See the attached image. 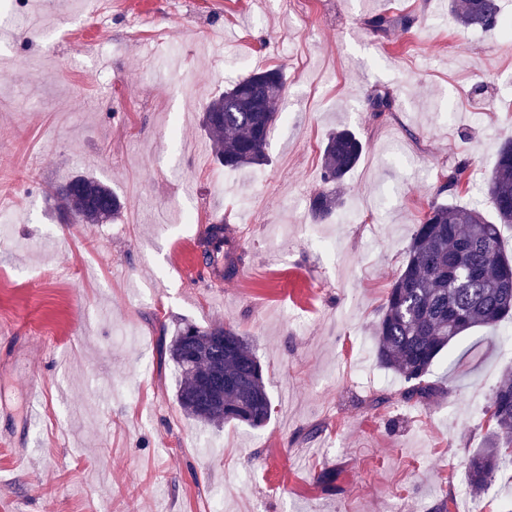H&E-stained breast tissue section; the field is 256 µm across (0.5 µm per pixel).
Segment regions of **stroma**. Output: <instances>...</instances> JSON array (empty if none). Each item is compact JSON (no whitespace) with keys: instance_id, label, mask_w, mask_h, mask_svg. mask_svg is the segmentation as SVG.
Listing matches in <instances>:
<instances>
[{"instance_id":"35a3bbf8","label":"stroma","mask_w":512,"mask_h":512,"mask_svg":"<svg viewBox=\"0 0 512 512\" xmlns=\"http://www.w3.org/2000/svg\"><path fill=\"white\" fill-rule=\"evenodd\" d=\"M22 9L37 28L0 16V512H512V467L480 497L468 486L484 410L512 376V320L450 343L424 401L373 348L429 203L496 218L484 186L512 135V43L457 24L448 0ZM270 66L285 87L268 161L221 167L201 115ZM380 90L393 104L377 114ZM342 128L365 149L316 222ZM82 174L124 202L114 221L63 223L50 191ZM217 219L236 270L210 288L199 239ZM186 323L248 338L275 406L264 428L182 413L162 349ZM337 199L332 191L316 193L310 201V213L315 221L324 220L336 208Z\"/></svg>"}]
</instances>
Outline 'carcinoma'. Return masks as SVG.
I'll list each match as a JSON object with an SVG mask.
<instances>
[{"label":"carcinoma","instance_id":"obj_1","mask_svg":"<svg viewBox=\"0 0 512 512\" xmlns=\"http://www.w3.org/2000/svg\"><path fill=\"white\" fill-rule=\"evenodd\" d=\"M456 21L467 28H499V0H450ZM283 71L271 67L252 73L210 101L202 125L213 145L217 163L229 169L266 164L268 136L279 118L277 101L284 88ZM363 152L361 140L341 129L328 138L322 153L323 180L340 183ZM497 223L469 205L432 200L416 225L406 259L391 284L374 328L379 364L400 376L405 395L428 400L438 392L427 379L430 368L460 336L476 327H495L512 319V259L501 247V226L512 224V136L504 138L487 180ZM64 217L82 224H104L123 207L108 185L88 176H74L54 188ZM331 191L310 201L314 220L336 208ZM215 336L224 337V350L204 352ZM181 375L176 394L182 412L207 425L240 423L264 427L274 411L263 367L247 339L232 327L180 329L167 348ZM224 378L218 399L202 403L203 382ZM486 410L492 412L488 446L475 453L468 470L474 496L485 491L494 472L512 466V378L494 391Z\"/></svg>","mask_w":512,"mask_h":512}]
</instances>
